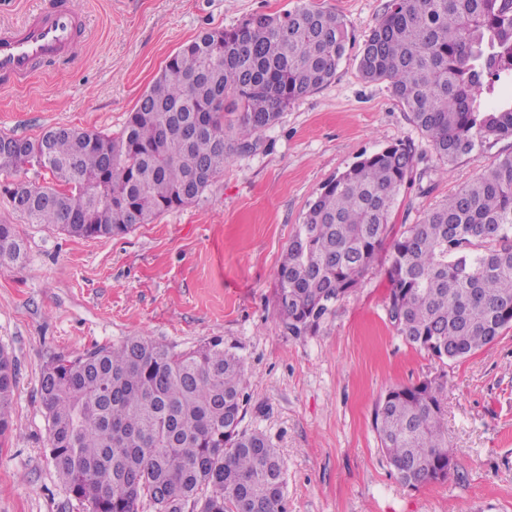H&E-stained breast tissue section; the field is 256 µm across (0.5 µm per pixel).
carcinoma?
<instances>
[{
  "instance_id": "obj_1",
  "label": "carcinoma",
  "mask_w": 512,
  "mask_h": 512,
  "mask_svg": "<svg viewBox=\"0 0 512 512\" xmlns=\"http://www.w3.org/2000/svg\"><path fill=\"white\" fill-rule=\"evenodd\" d=\"M350 34L328 9L255 13L171 55L117 135L59 127L46 154H0V173L27 166L59 186L5 187L29 224L72 236L125 235L198 200L233 145L274 125L293 101L333 79ZM360 76L386 81L446 163L512 137V0H391L366 36ZM414 166L395 143L329 179L310 203L276 273L288 332L315 329L389 249L388 309L398 335L443 362L464 359L512 325V153L396 238V206ZM24 257L0 224V268ZM17 367L0 349V436L9 431ZM49 458L88 512H287L283 461L241 428L244 363L214 337L176 351L132 336L58 356L42 372ZM446 382L389 388L373 425L406 488L448 479Z\"/></svg>"
}]
</instances>
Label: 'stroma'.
Wrapping results in <instances>:
<instances>
[{
	"mask_svg": "<svg viewBox=\"0 0 512 512\" xmlns=\"http://www.w3.org/2000/svg\"><path fill=\"white\" fill-rule=\"evenodd\" d=\"M87 32L75 60L0 90V134L70 127L118 133L168 57L197 35L297 6L335 11L351 39L334 79L292 102L255 147L232 152L191 205L115 237L71 236L16 214L21 263L0 269V347L17 364L12 430L0 440V512H86L48 458L41 373L51 358L143 336L182 350L223 337L248 377L242 428L284 462L288 512H512V328L459 361L408 345L387 314V254L319 326L288 333L275 272L321 187L362 156L411 145L394 233L512 152V138L443 163L392 97L355 64L388 0H71ZM443 378L448 480L402 487L373 425L394 386Z\"/></svg>",
	"mask_w": 512,
	"mask_h": 512,
	"instance_id": "obj_1",
	"label": "stroma"
}]
</instances>
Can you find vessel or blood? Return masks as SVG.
Returning a JSON list of instances; mask_svg holds the SVG:
<instances>
[{
	"label": "vessel or blood",
	"mask_w": 512,
	"mask_h": 512,
	"mask_svg": "<svg viewBox=\"0 0 512 512\" xmlns=\"http://www.w3.org/2000/svg\"><path fill=\"white\" fill-rule=\"evenodd\" d=\"M82 26L69 0H41L22 20L0 28V88L24 86L40 71L69 64Z\"/></svg>",
	"instance_id": "vessel-or-blood-1"
}]
</instances>
